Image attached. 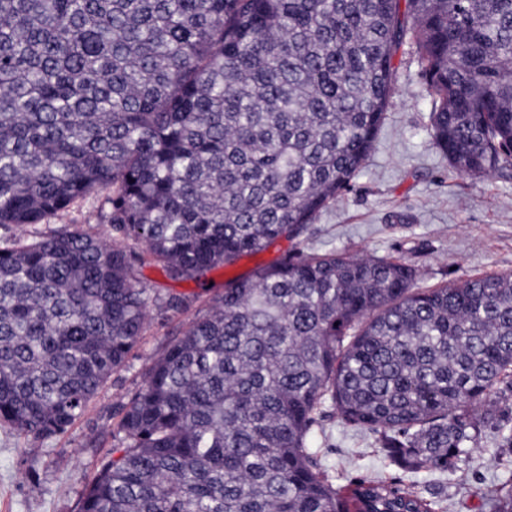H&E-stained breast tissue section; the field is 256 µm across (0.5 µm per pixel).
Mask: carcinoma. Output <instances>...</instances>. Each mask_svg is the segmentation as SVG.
I'll return each instance as SVG.
<instances>
[{"label":"carcinoma","instance_id":"obj_1","mask_svg":"<svg viewBox=\"0 0 512 512\" xmlns=\"http://www.w3.org/2000/svg\"><path fill=\"white\" fill-rule=\"evenodd\" d=\"M452 168L512 165V0H0V426L63 434L122 367L144 288L298 236L371 153L406 38ZM111 189V233L31 234ZM400 259L299 254L227 281L149 365L78 512H442L405 480L339 500L326 403L409 473L512 448V274L414 287Z\"/></svg>","mask_w":512,"mask_h":512}]
</instances>
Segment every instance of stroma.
I'll return each instance as SVG.
<instances>
[{"instance_id":"1","label":"stroma","mask_w":512,"mask_h":512,"mask_svg":"<svg viewBox=\"0 0 512 512\" xmlns=\"http://www.w3.org/2000/svg\"><path fill=\"white\" fill-rule=\"evenodd\" d=\"M433 107L420 50L405 40L394 58L385 119L368 161L303 234L281 238L213 272L211 285L202 291L191 282L167 284L155 266L139 268L144 287L193 291L196 299L180 314L150 308L146 330L123 367L65 434L24 441L0 428V512H75L86 483L110 457L115 415L138 390L150 362L208 308L230 278L248 275L257 265L331 250L396 257L417 269L421 288L512 273V167L488 176L453 170L432 141ZM100 205L97 198L76 202L50 226L108 236ZM309 446L343 494L354 481L399 474L380 452L375 435L346 427L330 406L324 407ZM508 479L512 450L497 447L487 435L470 463L455 473L423 472L415 481L420 494L443 498L445 512H493L491 500Z\"/></svg>"}]
</instances>
